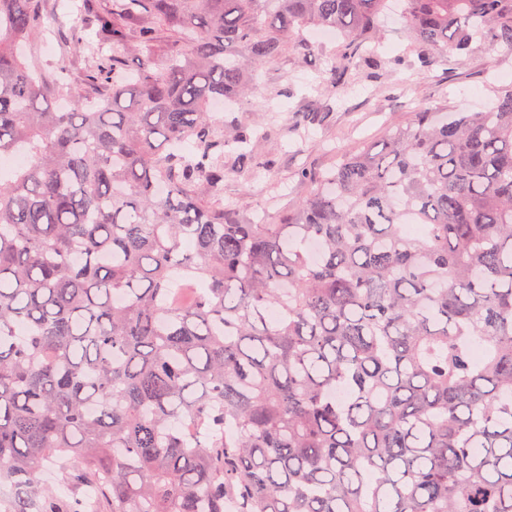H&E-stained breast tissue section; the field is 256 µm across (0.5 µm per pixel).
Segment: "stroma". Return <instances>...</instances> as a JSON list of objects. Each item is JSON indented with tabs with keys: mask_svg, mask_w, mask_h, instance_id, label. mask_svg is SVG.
I'll list each match as a JSON object with an SVG mask.
<instances>
[{
	"mask_svg": "<svg viewBox=\"0 0 512 512\" xmlns=\"http://www.w3.org/2000/svg\"><path fill=\"white\" fill-rule=\"evenodd\" d=\"M83 7V0H62L46 10L43 23L54 35L36 47L46 71H53L58 58L56 33L65 17L79 16ZM334 48L331 42L319 44L306 57L290 53L265 67L263 78L270 92L279 93L285 87L290 90L289 96L278 100L281 124L307 122L316 96L312 85L329 64ZM510 84L512 53L488 43L476 44L461 69L451 75L438 69L386 71L377 81L359 85L344 106L322 121L307 123L303 142L291 144L276 132L259 141L255 151L273 157V170L255 179L230 171L224 180V202L247 223L264 214L277 216L281 207H296L309 192L308 185L297 177L300 168H321L333 151L352 148L366 139L381 141L388 126L406 124L412 113L423 107L444 103L452 112L481 111L492 104L494 88Z\"/></svg>",
	"mask_w": 512,
	"mask_h": 512,
	"instance_id": "stroma-1",
	"label": "stroma"
}]
</instances>
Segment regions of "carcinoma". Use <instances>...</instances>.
Listing matches in <instances>:
<instances>
[{
    "label": "carcinoma",
    "mask_w": 512,
    "mask_h": 512,
    "mask_svg": "<svg viewBox=\"0 0 512 512\" xmlns=\"http://www.w3.org/2000/svg\"><path fill=\"white\" fill-rule=\"evenodd\" d=\"M385 2L99 3L68 27L93 58L78 84L14 50L47 0H0V158L28 157L0 177L7 512H88L45 497L47 460L110 512H512V86L300 169L311 190L276 223L217 201L226 150L274 162L210 101L270 107L260 70L318 26L348 39L316 80L331 111ZM404 2L397 70L512 49V0ZM135 21L162 70L123 63Z\"/></svg>",
    "instance_id": "1"
}]
</instances>
